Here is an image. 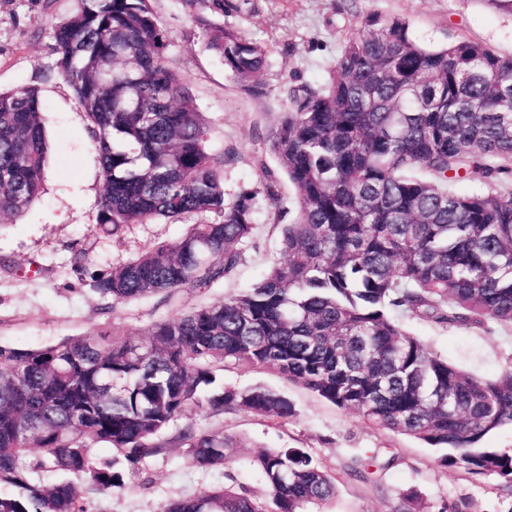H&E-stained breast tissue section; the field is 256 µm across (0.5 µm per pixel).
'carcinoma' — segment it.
Segmentation results:
<instances>
[{
  "instance_id": "1",
  "label": "carcinoma",
  "mask_w": 512,
  "mask_h": 512,
  "mask_svg": "<svg viewBox=\"0 0 512 512\" xmlns=\"http://www.w3.org/2000/svg\"><path fill=\"white\" fill-rule=\"evenodd\" d=\"M53 27L58 76L92 125L103 192L97 223L116 235L154 218L191 225L92 278L103 300L207 286L233 273L253 235L258 192L224 193V156L192 93L165 65L152 0H80ZM248 95H268V51L221 19L230 0H180ZM266 136L297 206L284 260L246 291L156 323L132 342L106 329L39 348L0 345V512H87L85 490L125 486L166 448L190 462L226 461L230 438L186 424L190 409H243L287 419L293 403L265 386L217 381L226 361L276 371L379 428L440 449V463L512 488V448L484 439L512 425V361L493 378L459 369L404 327L512 329V54L469 39L427 45L408 21L368 20L350 35L330 81L291 87ZM34 87L0 91V215L43 189L48 146ZM471 183L461 192L457 185ZM105 444L119 460L93 462ZM40 457L30 461L31 450ZM252 465L268 501L222 487L162 512H312L332 475L305 448H267ZM66 478L48 486L36 474Z\"/></svg>"
}]
</instances>
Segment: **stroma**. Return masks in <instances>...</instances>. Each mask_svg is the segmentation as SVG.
<instances>
[{
    "instance_id": "1",
    "label": "stroma",
    "mask_w": 512,
    "mask_h": 512,
    "mask_svg": "<svg viewBox=\"0 0 512 512\" xmlns=\"http://www.w3.org/2000/svg\"><path fill=\"white\" fill-rule=\"evenodd\" d=\"M225 27L268 49L262 80L268 89L255 100L206 50L203 37L176 0H155L168 35L166 61L193 93L210 129L213 153L224 156V192L258 190L254 240L233 274L202 288L106 308L93 294V275L112 270L144 250L181 238L189 222L156 219L130 224L118 235L97 222L102 178L90 122L71 88L56 74L51 27L75 13L80 0H0V89L38 88L50 145L44 191L18 217L0 221V345L38 348L100 329L134 339L154 324L238 294L260 280L280 259L277 211L263 191L274 168L263 140L287 106L292 86H319L334 71L346 37L370 18L406 17L413 32L435 44L466 37L512 53V14L484 0H233ZM406 329L465 371L493 377L512 360V329L448 328L419 318ZM225 386L273 388L294 404L285 420L245 410L217 414L195 409L171 431L193 424L224 431L236 447L226 463L192 465L185 449L169 448L145 458L140 476L109 493L87 491L90 512H161L170 501L222 485H240L258 498L267 491L249 460L263 448H304L336 479V495L316 512H398L404 495L419 498L422 512H512V491L492 475L475 476L445 467L435 450L414 438L366 424L286 377L259 367L227 363ZM375 458L365 476L352 467Z\"/></svg>"
}]
</instances>
